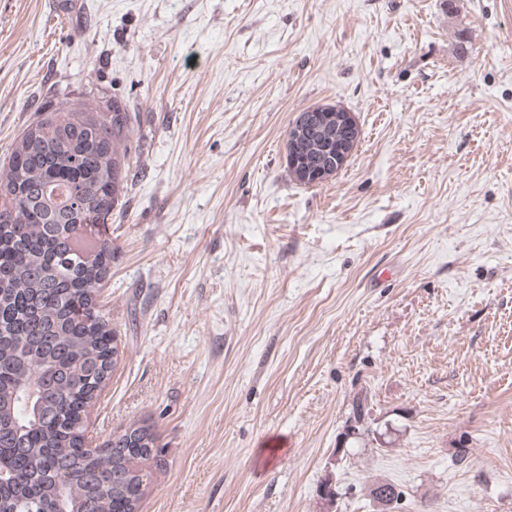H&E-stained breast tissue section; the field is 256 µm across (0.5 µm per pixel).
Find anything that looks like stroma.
Here are the masks:
<instances>
[{
    "label": "stroma",
    "mask_w": 512,
    "mask_h": 512,
    "mask_svg": "<svg viewBox=\"0 0 512 512\" xmlns=\"http://www.w3.org/2000/svg\"><path fill=\"white\" fill-rule=\"evenodd\" d=\"M97 92L136 118L86 434H156L140 512H512V0H0V163ZM318 104L361 141L305 186ZM312 112L320 113L324 121L332 114L331 112H334L333 125L322 124L319 120L320 115L314 116ZM287 134L286 167L289 174L301 183L289 165L292 168L299 167L303 179L317 185L332 177H326L327 169L322 166V161H319L321 152L328 151L330 144L335 141L336 154L344 158L345 165L357 147L360 128L352 112L344 108L314 105L297 113L288 127ZM369 495L381 507L380 511H388L394 502H398L401 493L391 483L376 482L370 487Z\"/></svg>",
    "instance_id": "obj_1"
}]
</instances>
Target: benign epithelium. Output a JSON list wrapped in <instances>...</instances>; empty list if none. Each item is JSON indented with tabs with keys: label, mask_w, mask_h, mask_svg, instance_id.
<instances>
[{
	"label": "benign epithelium",
	"mask_w": 512,
	"mask_h": 512,
	"mask_svg": "<svg viewBox=\"0 0 512 512\" xmlns=\"http://www.w3.org/2000/svg\"><path fill=\"white\" fill-rule=\"evenodd\" d=\"M333 113L331 126L320 122L318 113ZM360 128L353 113L344 108L309 106L297 113L288 127V164L300 169L304 180L317 185L328 180L327 169L319 161L335 144L336 153L349 160L357 147Z\"/></svg>",
	"instance_id": "benign-epithelium-1"
}]
</instances>
